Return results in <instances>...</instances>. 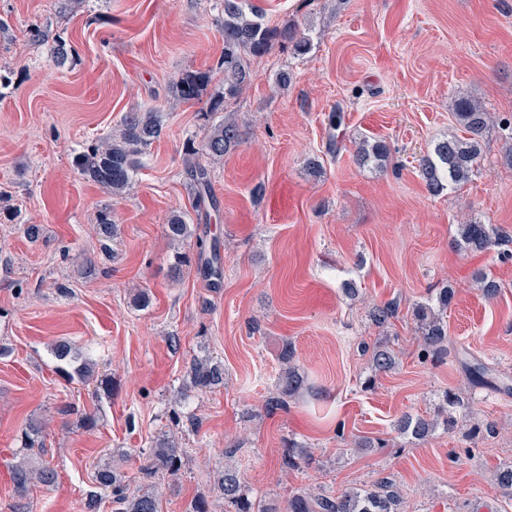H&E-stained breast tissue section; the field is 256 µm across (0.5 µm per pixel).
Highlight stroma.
<instances>
[{
  "instance_id": "stroma-1",
  "label": "stroma",
  "mask_w": 512,
  "mask_h": 512,
  "mask_svg": "<svg viewBox=\"0 0 512 512\" xmlns=\"http://www.w3.org/2000/svg\"><path fill=\"white\" fill-rule=\"evenodd\" d=\"M255 2L269 25L307 32L313 46L254 63L234 107L243 142L209 163L218 207L204 215L193 210L186 144L209 134L208 102H180L169 87L183 72L215 69L224 52L212 0H85L73 11L64 0H0V196L16 213L0 220V512H87L96 465L162 433L190 450L162 512H186L200 494L224 512L213 487L233 444L229 461L278 512L296 491L337 495L385 475L403 492V512H512L496 480L512 465V0ZM34 25L71 43L69 65L55 66L32 40ZM282 69L293 74L285 91L274 85ZM458 95L493 121L470 182L433 196L419 160L455 131ZM133 108L165 112L166 129L115 197L74 158ZM334 111L342 123L333 130ZM375 138L389 145V162L358 167V143ZM315 156L318 178L306 169ZM104 209L118 229L106 247L94 230ZM175 211L196 231L180 244L165 232ZM468 219L492 225L500 249L456 246ZM29 224L41 226L38 240ZM201 240L218 246L220 281L193 266L173 277L174 253L197 255ZM480 269L500 282L495 298L476 284ZM445 286L451 355L425 363L412 308ZM143 290L145 308L134 303ZM390 300L398 316L377 327L369 312ZM382 335L399 366L368 388L361 346ZM60 340L91 354L111 394L57 372ZM287 342L306 388L270 411ZM197 356L223 364L224 382L186 397ZM474 359L490 367L493 389L470 387L463 365ZM448 390L466 403L453 431L424 442L394 432L399 416H429ZM91 409L98 419L87 429ZM176 411L186 423H174ZM32 419L46 425L33 454L57 478L20 494L10 469ZM478 420L493 432L470 436ZM292 440L313 453L311 466L282 469Z\"/></svg>"
}]
</instances>
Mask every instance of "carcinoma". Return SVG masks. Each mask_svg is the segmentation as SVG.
Instances as JSON below:
<instances>
[{
	"instance_id": "1",
	"label": "carcinoma",
	"mask_w": 512,
	"mask_h": 512,
	"mask_svg": "<svg viewBox=\"0 0 512 512\" xmlns=\"http://www.w3.org/2000/svg\"><path fill=\"white\" fill-rule=\"evenodd\" d=\"M215 8L222 16L224 54L218 62L224 73L223 91L211 98L209 111L204 116L225 112L231 101L249 86L254 78L251 61L268 55L279 46L291 49L297 56L305 55L311 46L310 36L290 26L270 27L264 23L262 9L251 0H217ZM36 42L48 43L54 63L64 67L73 58L72 46L63 38L48 40V34L36 26L30 30ZM212 82L209 70L187 71L170 85L175 99L181 102L196 101L207 91ZM453 115L459 132L438 141L433 153L420 160L419 172L427 191L437 196L449 188H458L467 183L474 174L481 157L484 133L491 122V114L482 105L465 96L453 103ZM163 113L154 109H132L126 112L117 130L87 145L76 157L80 174L88 181L100 186L108 193L118 196L125 193L135 180L140 158L163 134ZM242 140L238 123L226 116L206 136L200 147L189 148V155H200L212 162L237 149ZM390 148L382 139L364 141L356 151L355 158L360 166L371 162L387 161ZM190 176L194 190L193 207L196 211L217 208L208 168L198 161L190 164ZM98 235L110 240L116 231L112 213L102 210L96 219ZM168 237L183 241L193 236L186 214L172 213L166 224ZM462 243L470 251L484 252L500 245L493 229L488 224L470 220L458 226ZM452 289H440L435 299L415 305L413 316L420 339V357L424 361L441 363L448 358V320L446 313ZM399 304L395 301L376 305L370 311V318L379 327H384L397 317ZM51 351L58 362V372L67 377L83 380L94 376L93 364L78 358L74 348L66 340L53 345ZM280 360L284 365L278 378L279 396L266 402L269 410L285 404V399L295 396L304 385V377L292 365L293 351L290 344L283 345ZM399 358L380 339L372 347L371 367L374 374L387 373L397 368ZM468 381L472 386L488 383L489 368L476 361L465 365ZM224 369L209 357L191 361L185 375V390L207 391L221 385ZM464 407L463 399L449 390L443 396L436 415L431 418L403 415L394 423V430L403 438L424 441L438 428L450 429L455 424L454 412ZM42 425L32 422L22 432L24 447L31 450L40 444ZM186 450L179 447L174 437L164 434L153 442L146 453L140 470L145 478L158 474L176 477L184 467ZM312 463V456L301 444L290 441L283 458V465L299 470ZM57 478L56 472L48 467L32 465L29 458L12 467L11 480L17 491L25 490L32 483L51 485ZM94 480L99 488L112 493L113 502L119 505V512H159V497L154 491L142 488L136 493L127 492L122 476L109 464L96 468ZM217 487L224 502L233 512H271L266 505L250 497L241 481L239 472L231 465L224 466L216 476ZM401 494L398 486L387 476L379 478L371 488H355L342 494L312 496L297 491L288 499V512H399Z\"/></svg>"
}]
</instances>
